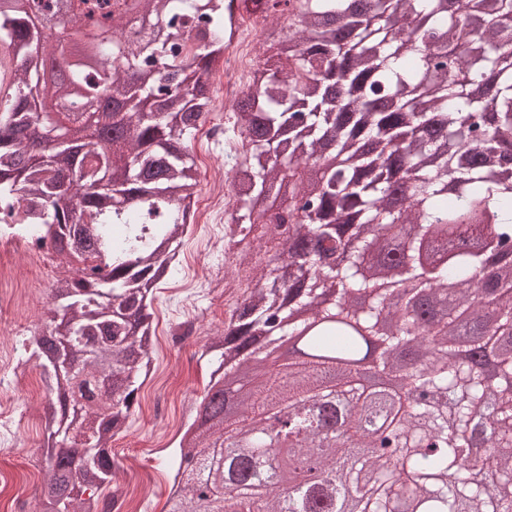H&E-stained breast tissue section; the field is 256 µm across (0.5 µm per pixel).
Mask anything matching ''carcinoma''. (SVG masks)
Here are the masks:
<instances>
[{
  "instance_id": "carcinoma-1",
  "label": "carcinoma",
  "mask_w": 512,
  "mask_h": 512,
  "mask_svg": "<svg viewBox=\"0 0 512 512\" xmlns=\"http://www.w3.org/2000/svg\"><path fill=\"white\" fill-rule=\"evenodd\" d=\"M264 15L271 54L256 64L224 123V166L232 188L226 235L249 240L237 253L250 283L224 334L206 351L237 375L264 356L259 337L279 323L293 332V310L320 289L336 302L317 306L325 320L304 348L318 360L295 365L247 391L251 414L237 422L213 409L205 426L170 455L178 479L170 497L182 512H512V395L483 381L482 355L512 372V272L477 279L491 251L512 267V0L487 13L482 0H297L296 19L277 35L278 0H134L140 31L95 42L90 54L62 57L32 19L54 0H9L0 8V49L15 82L0 98V209L3 221L40 241L68 240L83 265L106 260L111 277L77 270L58 279L57 338L38 331L23 346L39 360L55 405L46 483L35 512H121L125 491L112 438L133 414L132 379L149 356L148 289L173 273L171 246L186 223L197 182L192 141L212 114L205 80L232 31L230 4ZM66 100L79 114L75 131L93 130L82 146L51 134L41 116ZM323 162L307 180L300 167ZM386 242L366 274L332 263L350 244ZM401 274L420 282L433 320L406 313L390 338L376 326L392 299L381 290L373 312L352 298L377 279ZM489 292L492 311L475 301ZM374 339L413 350L429 339L431 362L417 384L447 400L414 407L382 438L384 423L362 413L386 410L380 394L341 407L352 432L336 441L312 432L330 403V384L346 365L368 357ZM288 408V467L316 462L326 477L300 492L279 487L276 469L250 456L224 461L218 440L237 426L260 453L274 448L261 430L270 409ZM92 415L91 457L72 464L73 436L54 428L68 413ZM196 457L213 477L200 500L183 464Z\"/></svg>"
}]
</instances>
